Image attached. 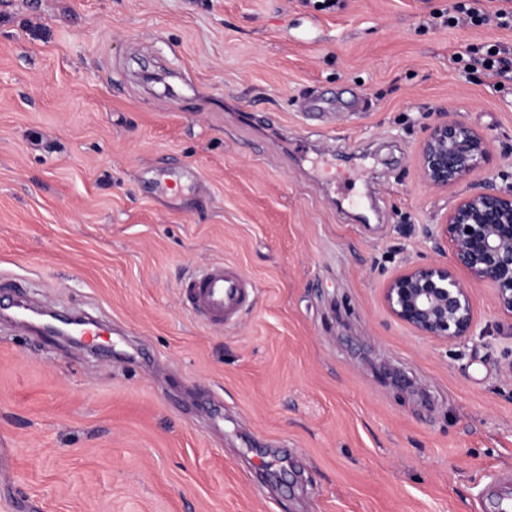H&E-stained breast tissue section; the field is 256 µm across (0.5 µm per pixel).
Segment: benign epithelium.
<instances>
[{"label": "benign epithelium", "mask_w": 512, "mask_h": 512, "mask_svg": "<svg viewBox=\"0 0 512 512\" xmlns=\"http://www.w3.org/2000/svg\"><path fill=\"white\" fill-rule=\"evenodd\" d=\"M490 137L450 112L424 127L419 164L426 183L446 190L488 160ZM512 173L501 170L473 183L448 209L434 233L442 259L405 263L383 288V302L398 322L422 336L456 344L475 333L472 287L492 290L500 321L482 336L512 337ZM503 184H497V181Z\"/></svg>", "instance_id": "7a95c632"}]
</instances>
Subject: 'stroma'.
I'll return each instance as SVG.
<instances>
[{
	"mask_svg": "<svg viewBox=\"0 0 512 512\" xmlns=\"http://www.w3.org/2000/svg\"><path fill=\"white\" fill-rule=\"evenodd\" d=\"M453 4L0 0V293L112 327L104 357L0 318V512H486L512 339L382 301L512 143V98L455 61L512 29L432 25ZM439 112L493 142L435 191ZM173 166L201 187L142 192ZM215 262L254 288L221 327L180 297Z\"/></svg>",
	"mask_w": 512,
	"mask_h": 512,
	"instance_id": "1",
	"label": "stroma"
}]
</instances>
